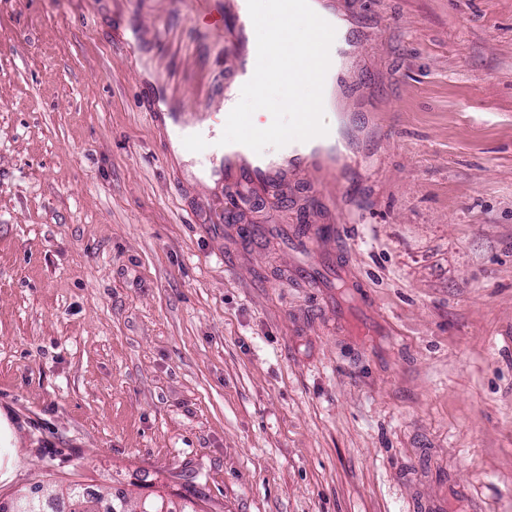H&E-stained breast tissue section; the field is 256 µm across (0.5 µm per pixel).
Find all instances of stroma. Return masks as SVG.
<instances>
[{
	"mask_svg": "<svg viewBox=\"0 0 512 512\" xmlns=\"http://www.w3.org/2000/svg\"><path fill=\"white\" fill-rule=\"evenodd\" d=\"M228 2L0 0V497L512 512V0H324L350 152L247 196ZM166 122L169 126L173 128L175 131V136L172 139V149L176 159L182 161H188L189 155L183 151V143L185 142L187 137L194 138L200 137L202 134H207L210 132V127L216 134L214 138L211 139L213 143H219L221 141V125L216 124L212 119H204V120H190L187 123L181 122L179 124H175L172 118H165ZM224 164L226 172H238L240 177L247 183L254 185L264 179L269 167H259L246 161L240 154H232L224 156Z\"/></svg>",
	"mask_w": 512,
	"mask_h": 512,
	"instance_id": "stroma-1",
	"label": "stroma"
}]
</instances>
